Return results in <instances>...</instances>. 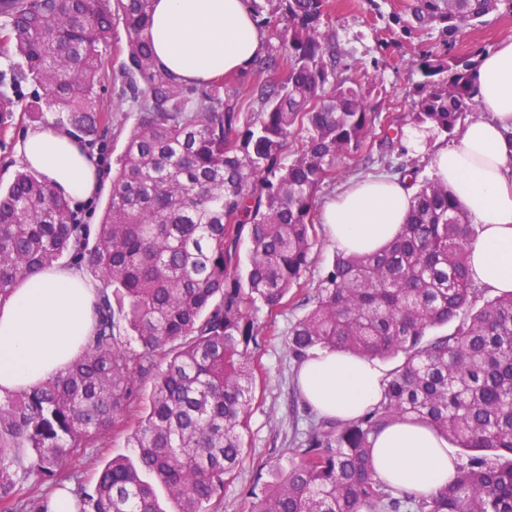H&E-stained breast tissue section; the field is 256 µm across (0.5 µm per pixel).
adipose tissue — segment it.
I'll return each mask as SVG.
<instances>
[{
	"label": "adipose tissue",
	"instance_id": "obj_1",
	"mask_svg": "<svg viewBox=\"0 0 512 512\" xmlns=\"http://www.w3.org/2000/svg\"><path fill=\"white\" fill-rule=\"evenodd\" d=\"M152 21L156 63L188 85L244 73L265 49L247 0H154ZM474 84L479 119L461 127L452 146L437 147L429 165L479 227L468 247L472 282L500 295L512 292V34L481 56ZM17 158L77 206L108 178L100 159L63 127L29 129ZM414 194L411 181L396 176L349 184L323 209L325 234L347 253L380 251L405 224ZM99 296L72 267L52 266L20 282L0 303V395L31 388L74 361ZM382 383L374 360L340 349L316 351L297 372L304 400L340 421L377 405ZM373 456L378 478L417 496L436 494L456 473L447 441L421 422L386 425Z\"/></svg>",
	"mask_w": 512,
	"mask_h": 512
}]
</instances>
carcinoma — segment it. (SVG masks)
Returning a JSON list of instances; mask_svg holds the SVG:
<instances>
[{
    "label": "carcinoma",
    "instance_id": "obj_1",
    "mask_svg": "<svg viewBox=\"0 0 512 512\" xmlns=\"http://www.w3.org/2000/svg\"><path fill=\"white\" fill-rule=\"evenodd\" d=\"M288 21L276 53L253 63L261 112L243 119L224 77L177 82L154 60L152 0H0V113H48L88 143L111 115L99 101L114 18L127 37L123 77L136 125L112 175L99 224L29 171L0 188V302L60 264L101 284L79 358L38 386L0 396V512H50L47 483L71 512H211L245 454L256 303L301 287L318 189L358 151L372 122L357 80H336L321 31L327 0H267ZM512 0H418L419 24L448 40ZM482 49L420 59L414 122L452 133L473 111ZM45 90L20 104L14 89ZM307 137L286 164L297 126ZM250 244L239 268L242 237ZM476 228L448 187L416 191L399 236L371 254L336 253L288 334L301 362L317 348L401 357L380 402L353 421L321 417L288 470L251 491V512H512V292L475 307L468 244ZM455 324L452 332L431 330ZM136 343L132 348L122 336ZM139 414L125 447L87 485L69 472L80 448ZM414 417L469 453L454 482L408 496L375 475L372 438Z\"/></svg>",
    "mask_w": 512,
    "mask_h": 512
}]
</instances>
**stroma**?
<instances>
[{
    "mask_svg": "<svg viewBox=\"0 0 512 512\" xmlns=\"http://www.w3.org/2000/svg\"><path fill=\"white\" fill-rule=\"evenodd\" d=\"M414 0H329L322 28L336 45L339 71L356 79L372 108V128L359 153L337 163L335 180L326 182L317 194L324 205L347 182L389 173L391 166L404 164L416 170L417 184L433 178L429 155L438 145L452 144V135L415 123L410 118L415 91L424 80L418 58L424 53L462 55L475 48L491 49L504 35L512 33V10L500 8L480 25L461 29L454 42H447L439 25L419 26L411 6ZM136 122L128 109H114L112 121L101 132L91 150L107 168H115L125 142ZM33 126L28 115H0V185L9 183L20 166L15 145ZM400 138L394 150L382 144L387 129ZM335 247L316 227L309 263L299 288L293 289L288 304L271 310L260 305L252 318L261 331V346L254 364L253 401L245 432L246 455L225 481L217 512H250L253 487L273 480L276 470L287 469L294 457L295 440L304 433L314 412L299 405L290 412L289 401L296 392V363L288 353V331L307 311L301 300L330 267ZM132 418L117 423L105 448H83L74 456L71 469L86 482H93L97 465L124 452Z\"/></svg>",
    "mask_w": 512,
    "mask_h": 512,
    "instance_id": "35a3bbf8",
    "label": "stroma"
}]
</instances>
